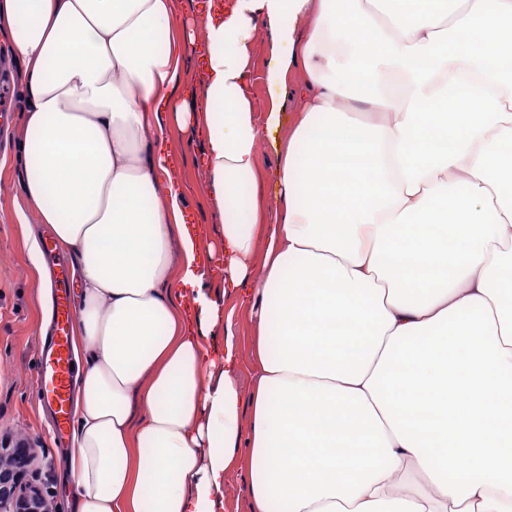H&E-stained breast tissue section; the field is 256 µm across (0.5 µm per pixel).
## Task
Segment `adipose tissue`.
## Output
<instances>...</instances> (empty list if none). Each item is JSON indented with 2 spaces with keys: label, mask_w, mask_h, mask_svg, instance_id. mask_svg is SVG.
Segmentation results:
<instances>
[{
  "label": "adipose tissue",
  "mask_w": 512,
  "mask_h": 512,
  "mask_svg": "<svg viewBox=\"0 0 512 512\" xmlns=\"http://www.w3.org/2000/svg\"><path fill=\"white\" fill-rule=\"evenodd\" d=\"M0 22L25 208L81 272L72 512H222L243 446L250 512H512V0L212 7L192 106L174 0H0ZM261 26L271 88L302 103L271 193ZM174 128L203 140L218 243L185 224ZM272 56L271 44L265 29L260 27L252 45V91L258 120H264L271 106L267 73ZM258 160L259 168L266 177L267 190L271 193L276 180V157L274 143L266 134H263ZM225 312L234 307L233 312V330L235 333V341L238 346L241 357V371L239 374V385L242 389L250 388L252 378L254 376V362L251 357V345L254 336L253 323L251 321L248 309L238 305L235 298L224 299Z\"/></svg>",
  "instance_id": "1"
}]
</instances>
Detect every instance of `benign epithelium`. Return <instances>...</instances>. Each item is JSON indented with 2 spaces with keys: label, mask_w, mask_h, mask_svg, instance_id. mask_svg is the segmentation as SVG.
Listing matches in <instances>:
<instances>
[{
  "label": "benign epithelium",
  "mask_w": 512,
  "mask_h": 512,
  "mask_svg": "<svg viewBox=\"0 0 512 512\" xmlns=\"http://www.w3.org/2000/svg\"><path fill=\"white\" fill-rule=\"evenodd\" d=\"M32 474L40 471L28 446L0 448V512H50L46 497L29 479Z\"/></svg>",
  "instance_id": "1"
}]
</instances>
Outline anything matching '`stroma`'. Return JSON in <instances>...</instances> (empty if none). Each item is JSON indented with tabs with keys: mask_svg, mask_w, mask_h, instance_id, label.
Masks as SVG:
<instances>
[{
	"mask_svg": "<svg viewBox=\"0 0 512 512\" xmlns=\"http://www.w3.org/2000/svg\"><path fill=\"white\" fill-rule=\"evenodd\" d=\"M272 56L265 29H258L252 45V91L258 118H265L271 106L267 73ZM25 107L21 94L12 97L14 115L9 141L0 146V158L8 163L0 169V442L25 437L33 444L43 466L41 477L53 512H70L65 481L68 476V442L59 440L51 419L44 415L35 383L34 362L40 336L52 314V289L43 287L36 271L42 263L38 247L51 236L46 224L18 223L16 211L21 204L20 180L23 168L19 155L25 138L20 117ZM167 145L182 155L183 166L176 171L187 201L185 218L204 227L207 240L218 238L222 218L218 211L196 192L206 177L198 160L201 140L187 141L179 131H172ZM209 286L233 312V330L241 357L239 384L249 389L254 376L251 345L253 323L248 309L239 307L235 298L224 295V280L213 273ZM255 475L248 451H241L237 465L224 475L223 512H250L248 487Z\"/></svg>",
	"mask_w": 512,
	"mask_h": 512,
	"instance_id": "stroma-1",
	"label": "stroma"
}]
</instances>
